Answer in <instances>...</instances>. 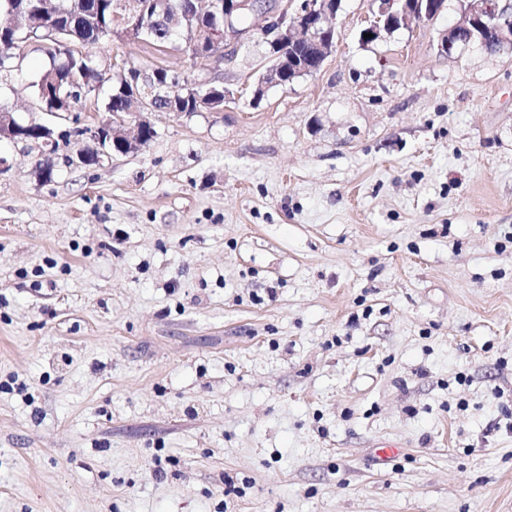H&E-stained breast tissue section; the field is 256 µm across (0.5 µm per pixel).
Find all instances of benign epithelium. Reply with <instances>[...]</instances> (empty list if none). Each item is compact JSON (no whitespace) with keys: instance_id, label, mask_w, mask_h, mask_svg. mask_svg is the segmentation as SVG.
I'll return each mask as SVG.
<instances>
[{"instance_id":"benign-epithelium-1","label":"benign epithelium","mask_w":512,"mask_h":512,"mask_svg":"<svg viewBox=\"0 0 512 512\" xmlns=\"http://www.w3.org/2000/svg\"><path fill=\"white\" fill-rule=\"evenodd\" d=\"M342 0H201L197 13L213 18L209 26L194 24L195 15L185 16L187 30L195 31L188 47L194 61L228 56V46H238L250 37L251 30L234 23L241 14L261 17L260 37L270 46L272 64L266 68L254 96L271 85H283L284 73L314 74L321 70L327 58L336 50V19ZM371 16L363 32L372 39L381 33L390 34L400 28L436 18L446 7V0H371ZM458 19L446 29L439 49L447 56L460 48L476 44L484 47L491 43L500 56L512 55V0H457ZM126 35L137 39V34L149 28V19L135 10L121 16ZM301 43L314 47L315 64L297 65L286 51ZM221 55H216L217 50ZM155 110L152 101L141 100L138 112H124L115 116L110 124H101L92 132L99 145H112L119 153L128 154L143 147L144 131L148 121L143 112Z\"/></svg>"}]
</instances>
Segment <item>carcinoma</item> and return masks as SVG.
Masks as SVG:
<instances>
[{"label": "carcinoma", "instance_id": "cac0c4a2", "mask_svg": "<svg viewBox=\"0 0 512 512\" xmlns=\"http://www.w3.org/2000/svg\"><path fill=\"white\" fill-rule=\"evenodd\" d=\"M122 0H99V14L94 17L90 9L94 0H49L48 7L37 8V15L28 23L8 30L0 40V77H6L21 59L18 48L30 41L48 45L50 64L36 84L35 94L41 111L58 112L65 104L73 107L87 100L96 91L98 73L93 57L87 52L74 53L69 46H93L112 39L114 27L119 25L116 16L121 14ZM196 0H168L164 13L156 16L151 33L145 41L153 46H167L180 39L178 28L170 26L173 15L192 8ZM137 71L134 65L122 67L119 81L112 89L105 105L106 119L125 111L128 91L132 89L130 74ZM167 71L155 69L147 85H137L145 97L156 99L161 111L169 106L168 99L181 104L183 112L213 110L197 104V99L208 92L205 84H186L179 88L165 87Z\"/></svg>", "mask_w": 512, "mask_h": 512}]
</instances>
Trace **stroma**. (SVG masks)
<instances>
[{
  "instance_id": "1",
  "label": "stroma",
  "mask_w": 512,
  "mask_h": 512,
  "mask_svg": "<svg viewBox=\"0 0 512 512\" xmlns=\"http://www.w3.org/2000/svg\"><path fill=\"white\" fill-rule=\"evenodd\" d=\"M270 86L260 39L223 110L152 112L99 164L0 141V512H512V58L439 50L455 18L359 34ZM31 43L0 107L39 111ZM399 444L379 461L377 445Z\"/></svg>"
}]
</instances>
